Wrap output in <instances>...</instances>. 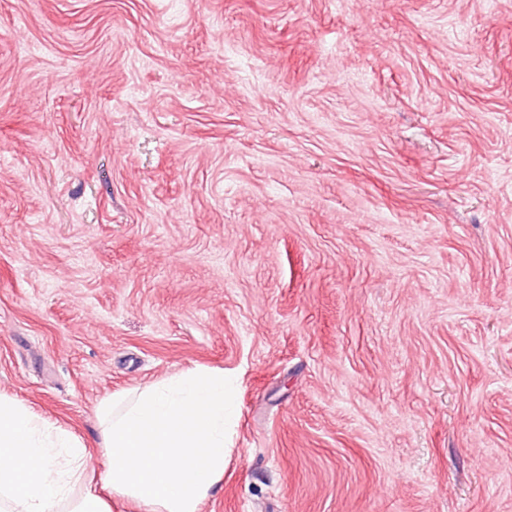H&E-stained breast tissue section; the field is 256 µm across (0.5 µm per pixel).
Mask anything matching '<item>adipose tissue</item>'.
Returning a JSON list of instances; mask_svg holds the SVG:
<instances>
[{
    "mask_svg": "<svg viewBox=\"0 0 512 512\" xmlns=\"http://www.w3.org/2000/svg\"><path fill=\"white\" fill-rule=\"evenodd\" d=\"M224 373L193 368L97 412L98 457L73 433L0 394V512H201L224 478Z\"/></svg>",
    "mask_w": 512,
    "mask_h": 512,
    "instance_id": "obj_1",
    "label": "adipose tissue"
}]
</instances>
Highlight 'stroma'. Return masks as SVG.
I'll use <instances>...</instances> for the list:
<instances>
[{"mask_svg":"<svg viewBox=\"0 0 512 512\" xmlns=\"http://www.w3.org/2000/svg\"><path fill=\"white\" fill-rule=\"evenodd\" d=\"M197 366L202 512H512V0H0V393Z\"/></svg>","mask_w":512,"mask_h":512,"instance_id":"obj_1","label":"stroma"}]
</instances>
